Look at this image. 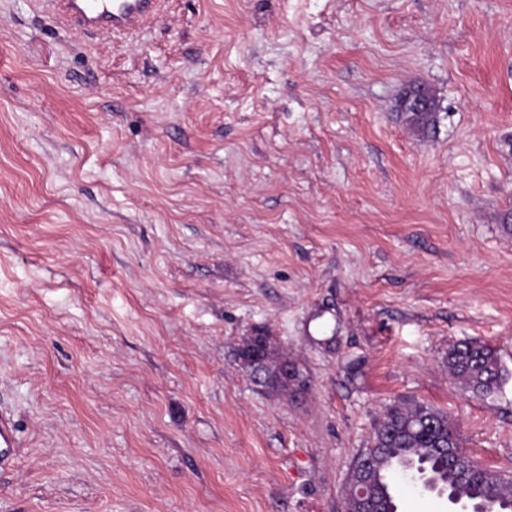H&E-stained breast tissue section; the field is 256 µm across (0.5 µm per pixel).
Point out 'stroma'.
I'll return each instance as SVG.
<instances>
[{
	"instance_id": "35a3bbf8",
	"label": "stroma",
	"mask_w": 512,
	"mask_h": 512,
	"mask_svg": "<svg viewBox=\"0 0 512 512\" xmlns=\"http://www.w3.org/2000/svg\"><path fill=\"white\" fill-rule=\"evenodd\" d=\"M510 216L512 0H164L93 37L0 0V512H342L398 400L512 473ZM256 330L303 398L249 379ZM470 341L494 397L448 372ZM270 340L271 336H268V334L264 330L255 331L253 336H246V338H244L243 343L238 348V358L242 366L246 370L249 369L248 365L245 363V361L248 359V356L255 349L260 348L263 345L266 346L267 344H270L271 349V357L268 360L267 370L274 369L280 360L288 359V356L277 350V348L273 345V343ZM266 358L267 350L264 347H262L261 350L255 351L251 354V360L254 363V366L257 368L255 372V381L265 391L270 392L271 389L265 386V380L262 375L263 372L260 370V367L265 363ZM446 362L448 371L467 392L484 398L493 397L508 376L495 351L479 343L453 345ZM17 448L16 430L12 420L0 413V462H5Z\"/></svg>"
}]
</instances>
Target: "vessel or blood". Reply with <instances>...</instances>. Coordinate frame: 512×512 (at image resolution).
<instances>
[{
  "label": "vessel or blood",
  "instance_id": "b4317fda",
  "mask_svg": "<svg viewBox=\"0 0 512 512\" xmlns=\"http://www.w3.org/2000/svg\"><path fill=\"white\" fill-rule=\"evenodd\" d=\"M83 31L128 32L157 10L161 0H48ZM17 446L12 420L0 413V462L13 455Z\"/></svg>",
  "mask_w": 512,
  "mask_h": 512
}]
</instances>
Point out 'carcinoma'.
Returning a JSON list of instances; mask_svg holds the SVG:
<instances>
[{"label":"carcinoma","instance_id":"1","mask_svg":"<svg viewBox=\"0 0 512 512\" xmlns=\"http://www.w3.org/2000/svg\"><path fill=\"white\" fill-rule=\"evenodd\" d=\"M270 340L264 331L244 338L238 348L240 362H245L255 349L268 344L271 357L267 369L275 368L287 355L271 345ZM447 365L466 391L484 398L493 397L508 376L495 351L474 342L449 348ZM450 441H459V436L447 413L421 402L395 401L385 407L368 446L360 450L357 458L370 460L372 470L381 478L375 484L376 494L391 512H398L396 498L387 481V475L392 472L409 477L422 474L439 492H450L475 507L492 498L498 501L501 512H512V476L486 467L468 477L463 476L464 464L448 466V457L441 452Z\"/></svg>","mask_w":512,"mask_h":512}]
</instances>
